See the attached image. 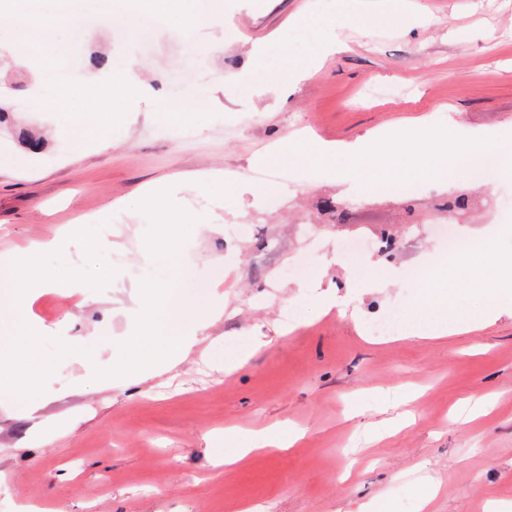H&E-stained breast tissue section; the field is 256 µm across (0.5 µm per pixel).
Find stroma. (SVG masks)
<instances>
[{
    "instance_id": "obj_1",
    "label": "stroma",
    "mask_w": 512,
    "mask_h": 512,
    "mask_svg": "<svg viewBox=\"0 0 512 512\" xmlns=\"http://www.w3.org/2000/svg\"><path fill=\"white\" fill-rule=\"evenodd\" d=\"M408 21L392 25L388 0H224L209 20L196 0L190 42L162 21L150 40L123 13L111 25L77 11L74 26L50 32L44 55L80 62L74 83L103 98L116 122L97 141L71 137L87 114L67 118L41 108V71L13 48L0 15V83L27 76L24 100L0 96V262L79 222L111 235L115 274L101 289L47 288L30 304L43 348L85 339L108 365L134 327L144 280L167 278L171 263L146 251L149 217L137 210L153 185L174 187L183 209L208 210L212 223L190 229L180 260L189 285L222 297V315L197 334L175 366L141 381L104 385L81 356L62 358L39 395L0 401V512H359L383 500L388 512H416L418 482L439 492L426 512H489L512 503V311L477 330L441 339L369 335L364 320L397 310L423 329L435 319L417 310L421 265L445 255L436 229L495 227L498 250L512 253V179L488 166L478 183L417 177L391 192L369 193L308 168L281 165L257 178V159L297 135L338 146L390 129L444 131L460 141L512 151V0H401ZM326 17L340 48L316 60L306 79H266L273 52L311 57L296 28ZM268 56L255 69L256 50ZM111 67L96 70L99 58ZM127 62L144 86L134 102L109 100L112 67ZM193 84L207 105L162 126L158 106ZM40 130L41 153L24 131ZM192 135L197 148L181 144ZM221 175L232 195L204 189ZM474 186L467 209L452 212L456 188ZM253 227L250 237L235 229ZM396 238L389 255L353 247L354 237ZM224 263L212 283L210 268ZM396 272L371 285L379 271ZM341 313H319L315 299ZM266 347L224 370V349L254 331ZM420 390L416 419L392 422L398 399ZM304 432L283 451H259L225 466L224 431L240 436L275 427Z\"/></svg>"
}]
</instances>
